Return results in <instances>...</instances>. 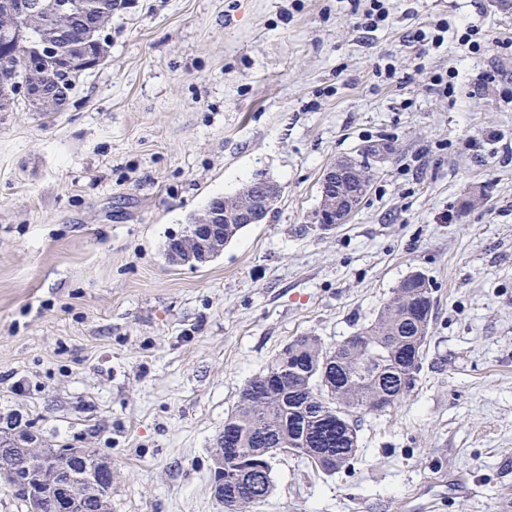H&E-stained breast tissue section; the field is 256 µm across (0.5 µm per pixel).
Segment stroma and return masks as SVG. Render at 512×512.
Masks as SVG:
<instances>
[{
	"mask_svg": "<svg viewBox=\"0 0 512 512\" xmlns=\"http://www.w3.org/2000/svg\"><path fill=\"white\" fill-rule=\"evenodd\" d=\"M364 4L126 0L63 111L0 112V416L111 461L112 512H222L212 449L245 384L415 272L434 309L414 387L359 416L352 469L279 456L257 512H411L440 471L480 493L438 512H512V55L417 40L457 19L512 38V0H390L373 32ZM373 142L393 153L349 223L310 224L324 170ZM259 174L282 189L267 223L166 260Z\"/></svg>",
	"mask_w": 512,
	"mask_h": 512,
	"instance_id": "1",
	"label": "stroma"
}]
</instances>
